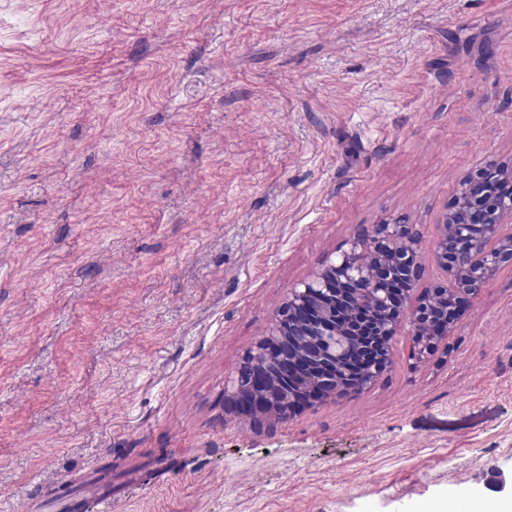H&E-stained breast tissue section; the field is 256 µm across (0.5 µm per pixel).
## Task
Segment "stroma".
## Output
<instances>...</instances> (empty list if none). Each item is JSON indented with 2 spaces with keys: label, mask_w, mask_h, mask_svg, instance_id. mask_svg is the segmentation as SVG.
Here are the masks:
<instances>
[{
  "label": "stroma",
  "mask_w": 512,
  "mask_h": 512,
  "mask_svg": "<svg viewBox=\"0 0 512 512\" xmlns=\"http://www.w3.org/2000/svg\"><path fill=\"white\" fill-rule=\"evenodd\" d=\"M510 162L512 0H0V512H496L510 265L360 393L255 425L224 380L360 228L447 284L457 182Z\"/></svg>",
  "instance_id": "obj_1"
}]
</instances>
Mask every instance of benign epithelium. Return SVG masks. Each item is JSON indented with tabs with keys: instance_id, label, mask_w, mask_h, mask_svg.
<instances>
[{
	"instance_id": "1",
	"label": "benign epithelium",
	"mask_w": 512,
	"mask_h": 512,
	"mask_svg": "<svg viewBox=\"0 0 512 512\" xmlns=\"http://www.w3.org/2000/svg\"><path fill=\"white\" fill-rule=\"evenodd\" d=\"M512 184V165L483 168L462 178L454 205L435 240L434 257L450 274L448 288H432L406 309L411 296L398 299L391 284L418 280L420 235L413 224L386 222L353 236L338 258L288 289L274 319L245 352L224 384L226 410L246 421L281 417V405L294 410L342 393L336 360L349 349L362 354L366 386L390 364L392 339L408 330L410 355L418 362L459 320L464 303L504 264H512V233L499 227L512 221V194L488 191L491 176ZM484 234L460 245L468 229Z\"/></svg>"
}]
</instances>
